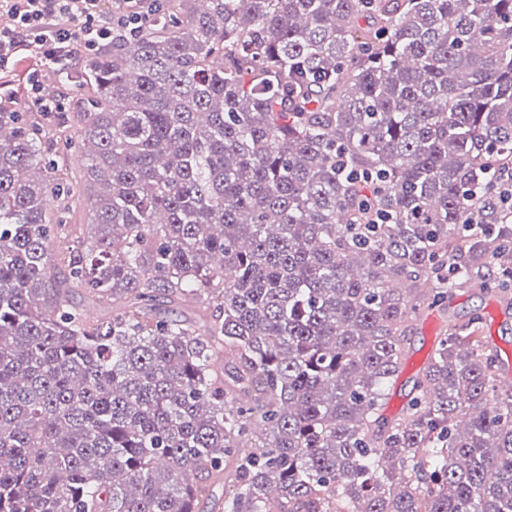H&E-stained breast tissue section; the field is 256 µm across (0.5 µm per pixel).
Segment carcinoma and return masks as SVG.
<instances>
[{
    "label": "carcinoma",
    "mask_w": 512,
    "mask_h": 512,
    "mask_svg": "<svg viewBox=\"0 0 512 512\" xmlns=\"http://www.w3.org/2000/svg\"><path fill=\"white\" fill-rule=\"evenodd\" d=\"M198 2L90 53L77 136L0 111V512H199L200 473L224 512H512L473 323L380 414L421 306L512 290V224L465 223L512 165V0Z\"/></svg>",
    "instance_id": "obj_1"
}]
</instances>
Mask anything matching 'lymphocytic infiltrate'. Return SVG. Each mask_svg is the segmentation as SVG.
<instances>
[{
	"label": "lymphocytic infiltrate",
	"instance_id": "1",
	"mask_svg": "<svg viewBox=\"0 0 512 512\" xmlns=\"http://www.w3.org/2000/svg\"><path fill=\"white\" fill-rule=\"evenodd\" d=\"M116 9L103 15L102 0H0L8 26L0 28V70L14 67L19 54L48 66L70 61L76 49L94 50L112 38L115 28L141 22L145 0H113ZM475 224L512 220V166L499 170L491 189L475 193Z\"/></svg>",
	"mask_w": 512,
	"mask_h": 512
}]
</instances>
